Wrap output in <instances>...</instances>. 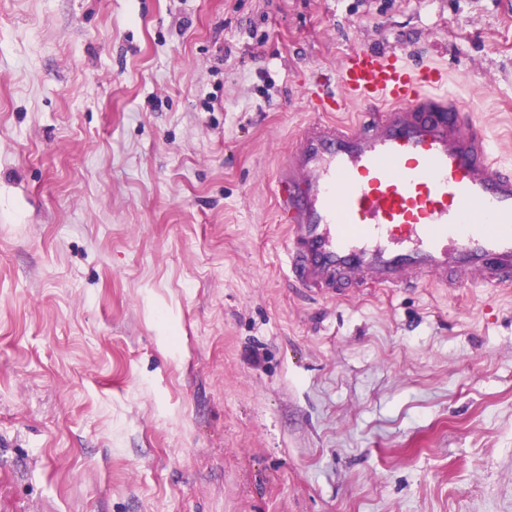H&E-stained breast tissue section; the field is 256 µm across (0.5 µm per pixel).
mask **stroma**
Masks as SVG:
<instances>
[{
    "instance_id": "1",
    "label": "stroma",
    "mask_w": 512,
    "mask_h": 512,
    "mask_svg": "<svg viewBox=\"0 0 512 512\" xmlns=\"http://www.w3.org/2000/svg\"><path fill=\"white\" fill-rule=\"evenodd\" d=\"M355 46L512 167V0H0V512H512V294L288 274Z\"/></svg>"
}]
</instances>
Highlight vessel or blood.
Instances as JSON below:
<instances>
[{"label":"vessel or blood","mask_w":512,"mask_h":512,"mask_svg":"<svg viewBox=\"0 0 512 512\" xmlns=\"http://www.w3.org/2000/svg\"><path fill=\"white\" fill-rule=\"evenodd\" d=\"M445 81L443 69L410 66L397 51L354 48L336 86L310 93L312 116L273 185L302 288H512V169L440 94ZM353 104L357 120L337 121Z\"/></svg>","instance_id":"obj_1"}]
</instances>
